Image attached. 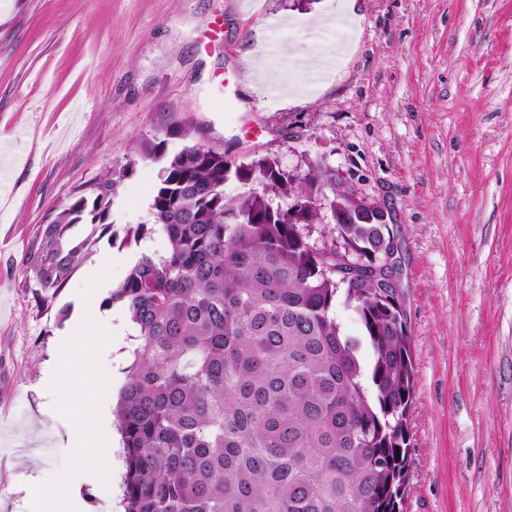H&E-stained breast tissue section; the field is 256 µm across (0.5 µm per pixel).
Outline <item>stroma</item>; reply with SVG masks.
Wrapping results in <instances>:
<instances>
[{"instance_id":"1","label":"stroma","mask_w":512,"mask_h":512,"mask_svg":"<svg viewBox=\"0 0 512 512\" xmlns=\"http://www.w3.org/2000/svg\"><path fill=\"white\" fill-rule=\"evenodd\" d=\"M246 54L300 88L294 103L267 95ZM174 126L189 139H166ZM26 132L28 155L0 174V512L63 498L124 512L120 434L98 477L67 433L113 412L127 375L131 327L103 301L141 250L165 248L122 243L158 182L136 144L162 138L269 154L298 176L320 161L385 203L415 366L403 512H512V0H0V142ZM108 176L110 224L73 227L82 259L42 307L26 258L48 213ZM78 322L121 358L106 387ZM67 391L80 411L62 409Z\"/></svg>"}]
</instances>
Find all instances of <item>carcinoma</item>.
<instances>
[{
  "label": "carcinoma",
  "mask_w": 512,
  "mask_h": 512,
  "mask_svg": "<svg viewBox=\"0 0 512 512\" xmlns=\"http://www.w3.org/2000/svg\"><path fill=\"white\" fill-rule=\"evenodd\" d=\"M140 151L160 164L152 223L125 244L159 234L166 250L141 252L104 299L133 337L115 409L124 512H401L414 365L404 304L370 272L390 225L319 161L297 179L269 155L170 154L164 139ZM232 180L264 190L228 199ZM112 186L48 214L27 257L42 305L79 263L73 225L107 223ZM324 209L363 271L341 276L337 251L307 242ZM340 294L359 337L332 315Z\"/></svg>",
  "instance_id": "cac0c4a2"
}]
</instances>
